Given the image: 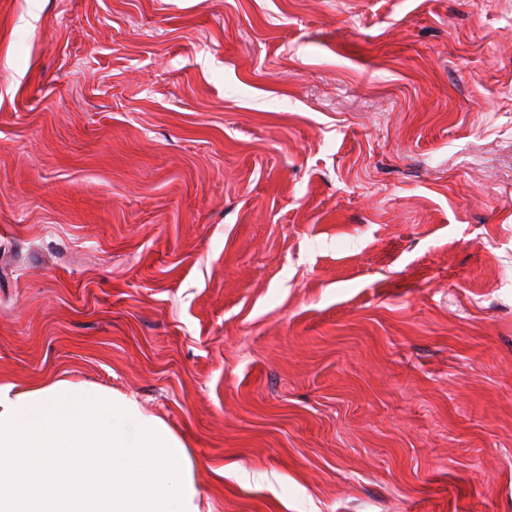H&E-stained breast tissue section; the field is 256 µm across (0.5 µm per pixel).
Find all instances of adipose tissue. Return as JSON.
<instances>
[{
    "instance_id": "obj_1",
    "label": "adipose tissue",
    "mask_w": 512,
    "mask_h": 512,
    "mask_svg": "<svg viewBox=\"0 0 512 512\" xmlns=\"http://www.w3.org/2000/svg\"><path fill=\"white\" fill-rule=\"evenodd\" d=\"M77 453L76 480L31 478L16 458ZM186 442L135 396L58 377L0 380V512H201Z\"/></svg>"
}]
</instances>
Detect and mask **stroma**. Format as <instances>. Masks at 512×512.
<instances>
[{
    "mask_svg": "<svg viewBox=\"0 0 512 512\" xmlns=\"http://www.w3.org/2000/svg\"><path fill=\"white\" fill-rule=\"evenodd\" d=\"M46 375L207 512H512V0H0V378Z\"/></svg>",
    "mask_w": 512,
    "mask_h": 512,
    "instance_id": "35a3bbf8",
    "label": "stroma"
}]
</instances>
